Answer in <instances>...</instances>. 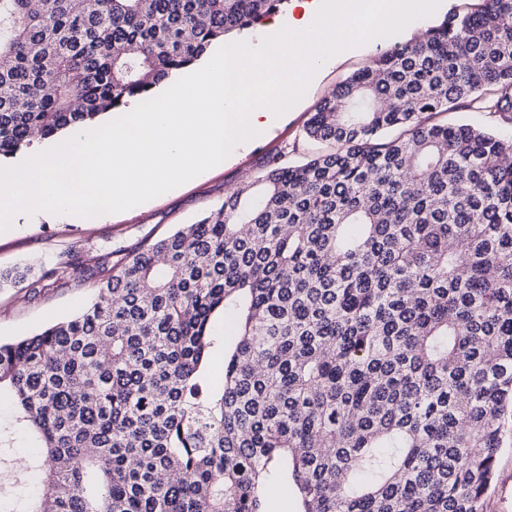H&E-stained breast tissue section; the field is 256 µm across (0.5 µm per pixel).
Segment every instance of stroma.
<instances>
[{"label":"stroma","instance_id":"obj_1","mask_svg":"<svg viewBox=\"0 0 512 512\" xmlns=\"http://www.w3.org/2000/svg\"><path fill=\"white\" fill-rule=\"evenodd\" d=\"M383 38L372 49L355 53L325 71L309 88L302 103L288 113L287 120L272 135L259 139L251 149L234 160L212 168L204 178L187 182L128 211L97 217H47L37 224L18 222L0 233V269L17 265L30 267L28 280L16 286L0 288V341L9 342L33 335L53 322L78 312L92 297L102 279L112 273L114 264L146 242L176 231L209 213L234 191L245 178H257L268 161L287 154L293 164L305 162L314 154L327 151L328 143L307 139L304 128L311 114L334 89L352 73L370 66L379 54L396 41ZM74 263L75 276L54 286L42 287L39 277L56 260ZM36 455L31 441L23 435H11L6 458L21 466V479L10 469H0V512H26L29 500L43 489V475L32 468ZM484 512H512V415L504 419L503 444L496 463V476L484 499Z\"/></svg>","mask_w":512,"mask_h":512}]
</instances>
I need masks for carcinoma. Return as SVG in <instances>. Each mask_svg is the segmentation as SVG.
I'll return each mask as SVG.
<instances>
[{
    "mask_svg": "<svg viewBox=\"0 0 512 512\" xmlns=\"http://www.w3.org/2000/svg\"><path fill=\"white\" fill-rule=\"evenodd\" d=\"M287 2L0 0V158L150 99ZM464 108L491 124L436 120ZM304 132L332 149L272 160L79 313L0 342L44 474L28 512H267L280 483L300 512H484L512 411V0L352 73Z\"/></svg>",
    "mask_w": 512,
    "mask_h": 512,
    "instance_id": "carcinoma-1",
    "label": "carcinoma"
}]
</instances>
